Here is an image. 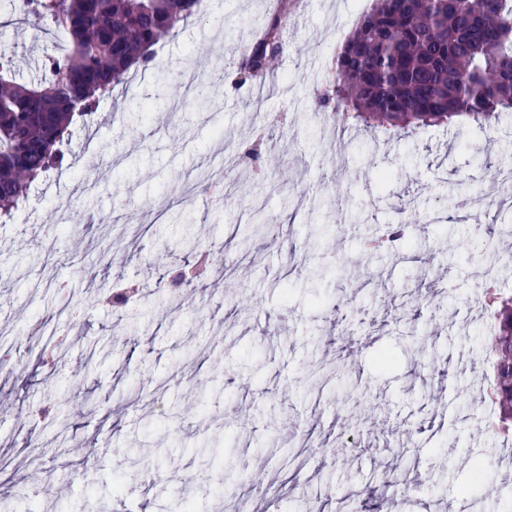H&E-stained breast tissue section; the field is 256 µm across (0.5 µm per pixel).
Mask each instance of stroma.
Masks as SVG:
<instances>
[{"instance_id":"obj_1","label":"stroma","mask_w":512,"mask_h":512,"mask_svg":"<svg viewBox=\"0 0 512 512\" xmlns=\"http://www.w3.org/2000/svg\"><path fill=\"white\" fill-rule=\"evenodd\" d=\"M360 2L294 0L257 112L234 83L242 32L277 0H203L75 128L72 167L0 222V498L38 474L39 512H174L182 496L196 512H357L365 488L367 512H448L463 491L512 512L472 275L512 287V204L492 236L460 214L512 167V113L492 129L327 135L315 90ZM59 42L0 26L20 83ZM193 74L221 80L174 111ZM263 134L272 148L242 162ZM405 223L403 248L365 251ZM190 233L216 260L186 301L164 279L192 260ZM118 286L135 301L107 303ZM143 338L151 354L133 357ZM227 434L239 477L220 497L201 451ZM392 469L410 496L387 495Z\"/></svg>"}]
</instances>
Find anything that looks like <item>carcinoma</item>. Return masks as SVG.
I'll use <instances>...</instances> for the list:
<instances>
[{
    "label": "carcinoma",
    "mask_w": 512,
    "mask_h": 512,
    "mask_svg": "<svg viewBox=\"0 0 512 512\" xmlns=\"http://www.w3.org/2000/svg\"><path fill=\"white\" fill-rule=\"evenodd\" d=\"M201 0H13L34 29L59 27L70 48L48 57L31 84L12 78L13 51H0V216L9 218L31 187L63 168L76 119H90L101 99L148 69L153 47L193 16ZM290 12L268 18L264 39L247 56L255 76L285 49ZM316 111L363 131L397 133L466 119L492 126L512 112V0H376L336 57L333 89ZM408 225L388 229L378 248L407 240ZM494 394L501 429L512 422V297L495 314Z\"/></svg>",
    "instance_id": "obj_1"
}]
</instances>
